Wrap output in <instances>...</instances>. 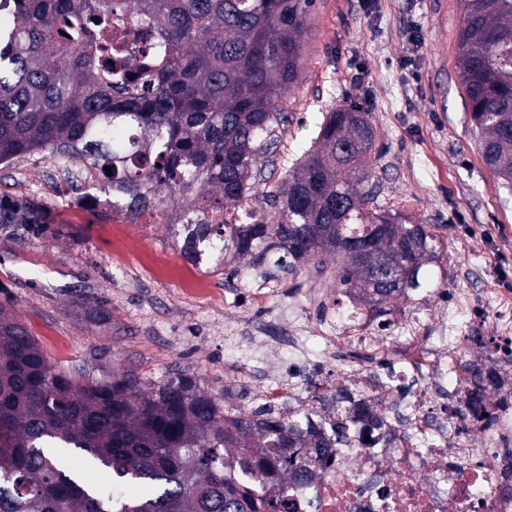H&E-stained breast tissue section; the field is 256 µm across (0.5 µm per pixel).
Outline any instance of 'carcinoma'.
Segmentation results:
<instances>
[{"instance_id":"1","label":"carcinoma","mask_w":512,"mask_h":512,"mask_svg":"<svg viewBox=\"0 0 512 512\" xmlns=\"http://www.w3.org/2000/svg\"><path fill=\"white\" fill-rule=\"evenodd\" d=\"M147 18L156 57L132 70L112 42L118 2ZM0 51V164L46 152L79 159L112 209L181 226L182 253L226 268L250 256L277 278L323 253L339 259L336 291L375 305L413 298L424 262L440 258L427 224L369 206L366 113L328 114L317 145L271 189L258 167L279 140L284 90L300 76L315 0H14ZM457 63L477 147L512 184V0H459ZM112 174H107L106 167ZM474 373L469 412L483 429L496 369ZM288 412L224 407L182 373L146 392L131 371L79 380L46 359L0 307V512H290L288 480L309 449L341 448L349 428L384 420L352 392ZM259 469L258 493L237 473ZM96 472L138 485L128 498Z\"/></svg>"}]
</instances>
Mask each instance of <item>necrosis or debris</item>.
Masks as SVG:
<instances>
[{"mask_svg":"<svg viewBox=\"0 0 512 512\" xmlns=\"http://www.w3.org/2000/svg\"><path fill=\"white\" fill-rule=\"evenodd\" d=\"M469 304L459 297L422 342L413 319L400 322L391 338L380 336L351 300L339 317L293 315L280 342L290 354L281 387L307 389L311 373L335 367L358 398L387 417L397 438L363 445L361 426L352 427L349 446L314 467L310 479L290 484L292 512H512L505 473L512 466V413L478 429L462 376L448 361ZM342 343L386 349L376 388L365 385L359 368L335 364L333 351Z\"/></svg>","mask_w":512,"mask_h":512,"instance_id":"4bbe7bcc","label":"necrosis or debris"}]
</instances>
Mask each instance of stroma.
<instances>
[{
	"mask_svg": "<svg viewBox=\"0 0 512 512\" xmlns=\"http://www.w3.org/2000/svg\"><path fill=\"white\" fill-rule=\"evenodd\" d=\"M460 26L458 0H316L265 184L310 149L328 112L351 104L367 112L376 203L430 225L444 246L423 268L428 291L394 302V314L434 315L470 291L459 351L475 361L471 337L512 336V188L475 146L457 67ZM88 180L82 163L40 152L0 165V204H23L37 219L0 224V306L58 368L131 371L152 384L187 372L250 412L252 396L229 386L226 362L243 355L252 321L282 295L302 291L319 314V294L336 289L335 257L324 256L323 277L312 264L296 267L261 302L252 293L262 270L248 261L193 272L165 225L119 224L78 207ZM193 274L207 292L185 293Z\"/></svg>",
	"mask_w": 512,
	"mask_h": 512,
	"instance_id": "obj_1",
	"label": "stroma"
}]
</instances>
